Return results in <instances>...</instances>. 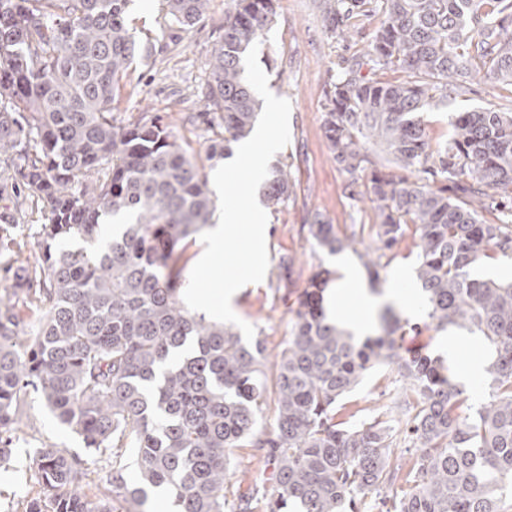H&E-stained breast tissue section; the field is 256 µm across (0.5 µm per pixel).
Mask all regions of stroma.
<instances>
[{
	"mask_svg": "<svg viewBox=\"0 0 512 512\" xmlns=\"http://www.w3.org/2000/svg\"><path fill=\"white\" fill-rule=\"evenodd\" d=\"M228 8L229 0H211L205 19L184 35L179 45L149 63L130 67L112 112L117 124L159 116L173 126L181 143L204 152L219 130L207 120L202 90L212 51L224 35ZM276 11L271 29L259 43L258 59L271 92L291 103V139L273 161L287 164L294 195L286 207L268 214L269 265L264 280L246 285L234 300L235 314L252 325L256 335L266 338L272 354L289 336L298 297L309 278L319 268L335 269L340 261L357 275L355 283L345 289L347 309L357 310L356 288L361 285L380 295H394L393 306L403 325L423 319L422 312H408L402 301L406 289L416 284L417 235L407 233L387 255L388 266L379 281L370 280L363 256L373 248L369 226L375 221L374 208L371 202L360 203L348 195L347 178L333 161L324 132L329 84L343 58L366 51L384 19L378 0H365L350 37L344 41L329 29L326 0H276ZM316 215L343 229L362 226L361 243L336 256L319 250L301 230ZM286 256L295 259L290 287L279 279V263ZM391 380L389 369L373 371L348 396V408L364 417L371 409L387 404ZM21 418L12 457L0 464V512H23L25 501L39 489L29 467V449L53 446L80 456L86 453L81 438L61 426L36 396L27 397Z\"/></svg>",
	"mask_w": 512,
	"mask_h": 512,
	"instance_id": "35a3bbf8",
	"label": "stroma"
}]
</instances>
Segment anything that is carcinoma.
Masks as SVG:
<instances>
[{
  "mask_svg": "<svg viewBox=\"0 0 512 512\" xmlns=\"http://www.w3.org/2000/svg\"><path fill=\"white\" fill-rule=\"evenodd\" d=\"M130 2L0 0V150L21 160L3 182L21 181L45 219L39 257L17 266L0 299V462L32 392L87 451L31 449L39 491L25 512H146L152 497L177 512H512V282L471 274L512 249V112L456 111L435 149L421 116L480 73L512 91V0H381L369 61L406 77L380 82L353 57L327 91L325 136L348 186L363 181L375 204L376 250L410 224L418 232L424 326L477 332L495 349L490 400L464 418L444 361L402 353L393 307L380 315L384 334L362 341L327 316L326 269L304 289L271 379L263 337L247 342L184 305L174 257L211 219L207 179L171 125H116L112 104L135 60L178 44L209 0H161L166 25L144 42ZM231 2L204 94L224 130L206 147L214 162L257 120L242 62L276 17L275 0ZM364 2L336 0L337 36ZM266 185L273 211L293 195L285 167ZM479 206L503 207L499 222ZM16 228L0 224V256L27 246ZM301 230L331 255L354 244L317 216ZM380 365L395 372L394 404L358 424L337 419ZM401 435L419 449L409 465L395 455ZM247 445L266 450L273 471L230 500L233 449ZM129 451L138 480L114 469L88 496L91 458L119 464Z\"/></svg>",
  "mask_w": 512,
  "mask_h": 512,
  "instance_id": "carcinoma-1",
  "label": "carcinoma"
}]
</instances>
